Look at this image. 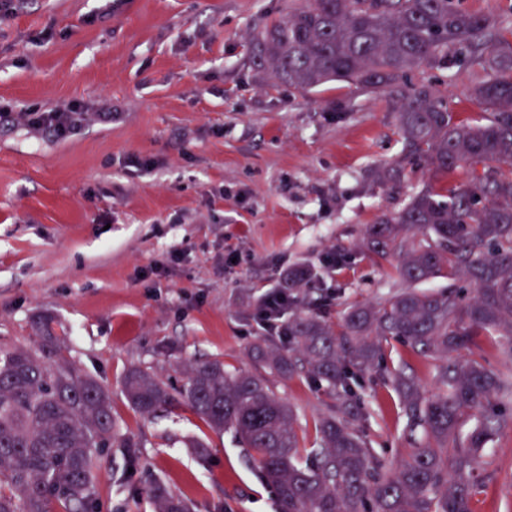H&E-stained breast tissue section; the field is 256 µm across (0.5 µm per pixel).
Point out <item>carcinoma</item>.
Listing matches in <instances>:
<instances>
[{"label":"carcinoma","mask_w":512,"mask_h":512,"mask_svg":"<svg viewBox=\"0 0 512 512\" xmlns=\"http://www.w3.org/2000/svg\"><path fill=\"white\" fill-rule=\"evenodd\" d=\"M492 50L487 75L471 95L483 121L456 118L415 69L448 48ZM258 67L297 89L350 82L370 91L401 89L404 157L377 172L397 182L422 160L433 173L398 211L364 228V246L395 261L400 289L374 303H353L340 323L298 307L294 293L319 272H288V317L280 343L261 336L249 348L253 369L233 373L215 360L188 367L173 395L153 371L127 372L122 392L149 419L175 401L210 429L229 432L274 490L279 512H473L481 453L502 429L501 405L512 401V370L487 367L483 345L508 338L512 354V41L489 17L460 0H308L255 37ZM459 169L465 184L444 179ZM446 275L472 287L423 289ZM400 342L438 363L428 390L408 363L390 367L383 344ZM377 371L398 395L411 448L386 460L359 433L352 406L359 373ZM303 376L326 386L332 403L316 424L318 446L302 451L296 414L268 377ZM126 449L136 468L139 444L112 415L111 393L65 360L27 348L0 350V512H94L95 453ZM154 512H191L155 479L135 489Z\"/></svg>","instance_id":"1"}]
</instances>
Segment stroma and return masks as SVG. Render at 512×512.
<instances>
[{
    "mask_svg": "<svg viewBox=\"0 0 512 512\" xmlns=\"http://www.w3.org/2000/svg\"><path fill=\"white\" fill-rule=\"evenodd\" d=\"M306 0H25L0 18V105L17 111L91 109L65 140L0 118V349H39L50 318L53 354L112 394V413L140 446L96 460L98 512H153L130 489L158 477L192 512H275L273 489L231 434L186 406L144 419L122 393L133 367L181 386L196 361L250 369L262 297L290 268L314 264L304 303L329 293L338 323L347 303L395 291L389 265L361 246L365 225L403 207L429 173L400 186L373 174L399 160L396 100L345 82L300 91L260 72L254 34ZM487 52L452 50L410 73L460 119L485 110L470 88ZM108 107L112 118L99 120ZM153 160L151 170L129 158ZM179 252L171 261V252ZM343 253L338 266L328 260ZM297 416L305 445L326 398L302 379L271 378ZM359 429L386 458L403 454L399 400L378 375L355 387ZM485 449L474 512H512V403ZM204 443L206 458L191 445Z\"/></svg>",
    "mask_w": 512,
    "mask_h": 512,
    "instance_id": "obj_1",
    "label": "stroma"
}]
</instances>
